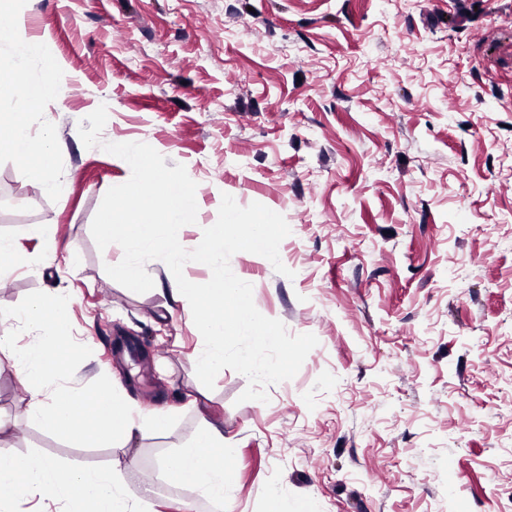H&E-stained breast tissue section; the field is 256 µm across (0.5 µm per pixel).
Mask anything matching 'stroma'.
I'll return each instance as SVG.
<instances>
[{
    "instance_id": "obj_1",
    "label": "stroma",
    "mask_w": 512,
    "mask_h": 512,
    "mask_svg": "<svg viewBox=\"0 0 512 512\" xmlns=\"http://www.w3.org/2000/svg\"><path fill=\"white\" fill-rule=\"evenodd\" d=\"M250 9H243V2ZM56 57L45 91L62 177L47 190L0 153V236L25 254L0 271V316L67 297L59 362L73 384L111 383L145 413L181 412L124 448L83 447L25 418L14 351L0 349V439L90 469L120 468L151 512H209L203 492L154 491L159 459L203 422L224 432V512H504L512 502V0H7L0 24ZM143 142L196 182L198 246L222 194L284 216L287 274L239 252L260 313L317 346L268 402L242 374L196 377L200 333L155 265L138 294L105 272L91 223L130 167L86 148ZM197 407H190V400Z\"/></svg>"
}]
</instances>
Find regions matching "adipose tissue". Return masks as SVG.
<instances>
[{
    "instance_id": "obj_1",
    "label": "adipose tissue",
    "mask_w": 512,
    "mask_h": 512,
    "mask_svg": "<svg viewBox=\"0 0 512 512\" xmlns=\"http://www.w3.org/2000/svg\"><path fill=\"white\" fill-rule=\"evenodd\" d=\"M0 52L8 53L14 72L22 74L20 89L24 96L7 129L0 131V152L12 154L22 170L45 173L47 188H55L60 168L54 152L48 140H33L31 131L44 124L37 109L42 92L40 78L55 71L56 66L36 52L18 26L0 28ZM15 320L38 336L34 346L17 351L13 357L16 377L29 394V422L78 444L115 448L126 447L137 432L166 427L170 410L143 414L119 388L82 392L70 386L68 370L53 361L67 328L63 308L50 310L38 302L26 307ZM0 459L9 464L0 472V512H12L14 502L37 493L54 498L58 512H87L96 501L106 502L108 512H146L143 502L132 498L112 471L89 470L74 462L62 464L37 454L17 460L10 446L1 442ZM171 466L174 478L203 489L212 512H224L230 481L224 434L218 427L205 425Z\"/></svg>"
}]
</instances>
